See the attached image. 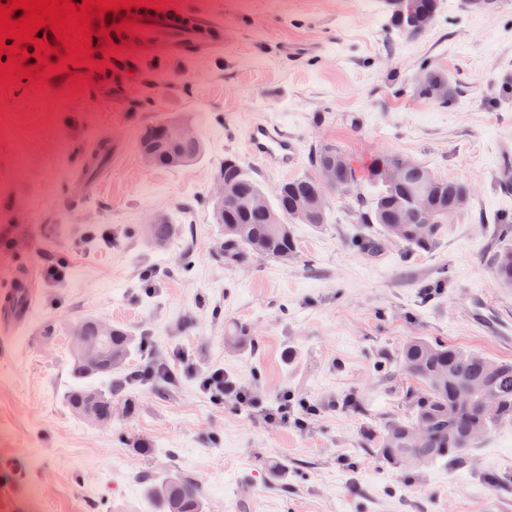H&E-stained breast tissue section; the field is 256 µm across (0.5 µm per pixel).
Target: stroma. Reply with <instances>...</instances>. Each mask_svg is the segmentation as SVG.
<instances>
[{"instance_id": "obj_1", "label": "stroma", "mask_w": 512, "mask_h": 512, "mask_svg": "<svg viewBox=\"0 0 512 512\" xmlns=\"http://www.w3.org/2000/svg\"><path fill=\"white\" fill-rule=\"evenodd\" d=\"M168 2L220 22L223 47L166 59L128 46L134 79L118 86L94 76L114 65L97 42L80 69L0 81V289L26 271L40 286L0 355V501L9 512H154L141 475L176 470L200 484L205 512H512V422L460 468L407 473L361 439L405 411L412 380L395 356L409 338L512 360V345L471 318L481 301L512 320V288L492 273L497 219L512 217V0H440L415 37L392 28L388 0ZM431 69L455 89L449 104L417 93ZM171 119L195 127L201 157L145 166L141 130ZM257 121L293 137L288 173L249 153ZM106 138L126 151L106 156L86 190L84 162ZM321 142L360 170L381 153L412 158L467 183L470 204L431 248L387 239L367 251L355 243L359 182L329 196L327 224L296 225L288 262L228 261L212 199L225 155L271 198L311 174ZM154 215L178 227L162 250L137 233ZM56 264L62 276H48ZM87 314L136 337L128 370L160 357L176 379L114 396L106 428L61 399L69 330ZM243 327L254 345L225 348ZM215 370L236 389L221 401L202 384ZM351 397L362 413L344 408Z\"/></svg>"}]
</instances>
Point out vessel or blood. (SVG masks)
<instances>
[{
  "instance_id": "obj_1",
  "label": "vessel or blood",
  "mask_w": 512,
  "mask_h": 512,
  "mask_svg": "<svg viewBox=\"0 0 512 512\" xmlns=\"http://www.w3.org/2000/svg\"><path fill=\"white\" fill-rule=\"evenodd\" d=\"M134 32H113L114 22L127 14L118 11L114 20L105 21V42L112 48L115 61H122L125 48L135 44L167 58H178L190 52L212 51L223 44V27L198 13H186L163 6L142 5L136 8ZM250 154L273 170L285 171L295 166L297 150L287 130L268 122L250 126L247 136ZM38 293L34 273L14 277L11 286L0 293V331L9 333L23 326Z\"/></svg>"
}]
</instances>
